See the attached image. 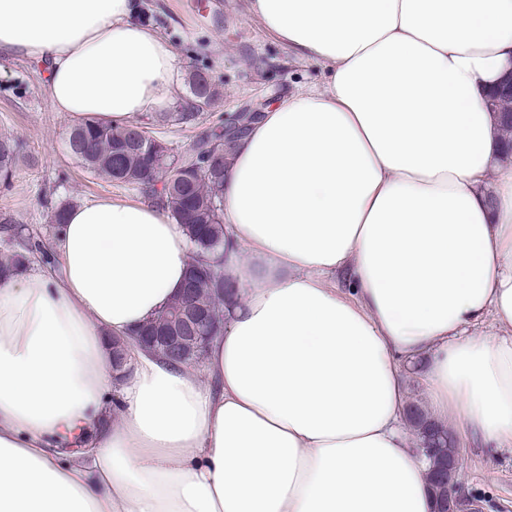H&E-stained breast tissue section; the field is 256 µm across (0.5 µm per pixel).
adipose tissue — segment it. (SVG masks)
I'll list each match as a JSON object with an SVG mask.
<instances>
[{"mask_svg": "<svg viewBox=\"0 0 512 512\" xmlns=\"http://www.w3.org/2000/svg\"><path fill=\"white\" fill-rule=\"evenodd\" d=\"M322 82L263 112L224 169L239 287L202 365L112 340L179 294L191 244L148 201L67 211L0 279V512H435L407 430L512 446V158L484 99L512 0H244ZM138 0H0V57L120 128L174 105L178 55ZM77 450H70V443Z\"/></svg>", "mask_w": 512, "mask_h": 512, "instance_id": "obj_1", "label": "adipose tissue"}]
</instances>
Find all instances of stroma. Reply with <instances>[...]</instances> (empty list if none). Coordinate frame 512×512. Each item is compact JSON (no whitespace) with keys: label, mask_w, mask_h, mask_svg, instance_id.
<instances>
[{"label":"stroma","mask_w":512,"mask_h":512,"mask_svg":"<svg viewBox=\"0 0 512 512\" xmlns=\"http://www.w3.org/2000/svg\"><path fill=\"white\" fill-rule=\"evenodd\" d=\"M163 27L175 46L184 72L206 69L220 88L218 103L196 127L173 124L163 136L184 151L200 131L228 121L247 102L284 94L320 80L317 65L302 63L271 39L238 7L237 0H162ZM224 46V64L215 66L210 43ZM70 122L49 107L43 65L14 60L0 66V139L20 141L12 174L0 177V219L10 218L51 238V213L62 203L108 197L138 200L130 186L88 173L67 152ZM462 460L459 480L477 512H512V447L475 448L457 441Z\"/></svg>","instance_id":"obj_1"}]
</instances>
